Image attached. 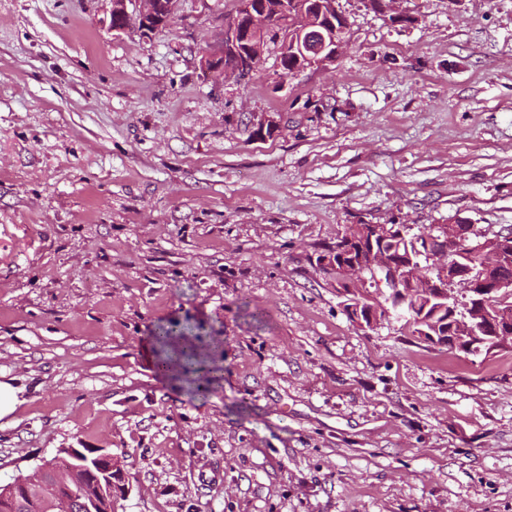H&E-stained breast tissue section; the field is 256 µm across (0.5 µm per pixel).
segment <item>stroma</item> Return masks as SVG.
I'll return each mask as SVG.
<instances>
[{
  "mask_svg": "<svg viewBox=\"0 0 512 512\" xmlns=\"http://www.w3.org/2000/svg\"><path fill=\"white\" fill-rule=\"evenodd\" d=\"M338 6L348 44L283 81L273 48L200 69L234 0L149 38L0 0V485L106 448L112 512H512V351L358 329L314 262L349 224L512 228V0ZM169 321L204 398L145 363Z\"/></svg>",
  "mask_w": 512,
  "mask_h": 512,
  "instance_id": "stroma-1",
  "label": "stroma"
}]
</instances>
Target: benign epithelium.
Returning <instances> with one entry per match:
<instances>
[{"instance_id":"obj_1","label":"benign epithelium","mask_w":512,"mask_h":512,"mask_svg":"<svg viewBox=\"0 0 512 512\" xmlns=\"http://www.w3.org/2000/svg\"><path fill=\"white\" fill-rule=\"evenodd\" d=\"M109 19L104 21L108 30L124 33L133 28L140 33L152 35L168 26L178 0H110ZM318 8L313 13H302V25L293 35H285L282 50L298 59V69L306 70L323 67L333 62L343 47L345 40L336 36V24L322 25L323 18L339 15L336 0H317ZM238 16L224 26V35L217 49L203 54L199 64L206 72H222L239 77L249 75L260 62L264 53V36L268 30V12L254 0H237ZM230 57L233 63L224 65V58ZM441 239L445 246L436 249V256L452 254L462 244L472 243L485 258V264L478 268L461 267L456 278L471 287L478 288L473 302L458 318L459 324L467 329V335H474L475 326L480 325L498 340L512 339V312L499 308H489L488 297L512 294V276L497 269L496 259L512 244V232H497L492 236L482 234L472 238L474 226L463 222H450L441 228ZM394 234L386 224H366L362 228L359 245L349 254L337 252L323 253L319 265L340 273L339 294L347 303L354 304V324L365 330L374 329L382 323L380 309L376 305H365L358 301L363 292L359 278L371 270L375 275L395 281L397 287L387 292L388 302L400 306L407 291L400 287L409 283L419 287L430 299H448V309L456 312L458 297L445 277H429L422 283L414 280V273L407 272L408 265L393 260L391 253L376 247ZM373 262L366 263L365 257ZM61 453L78 462L77 472L85 486L87 512H112V499L128 492L126 476L121 461L106 448H91L83 452L77 448H63ZM71 470L59 468L49 460L39 465L33 473L19 475L4 485L3 498L14 500L20 496L37 494L48 486L51 494L42 497L46 512H69L72 503Z\"/></svg>"}]
</instances>
